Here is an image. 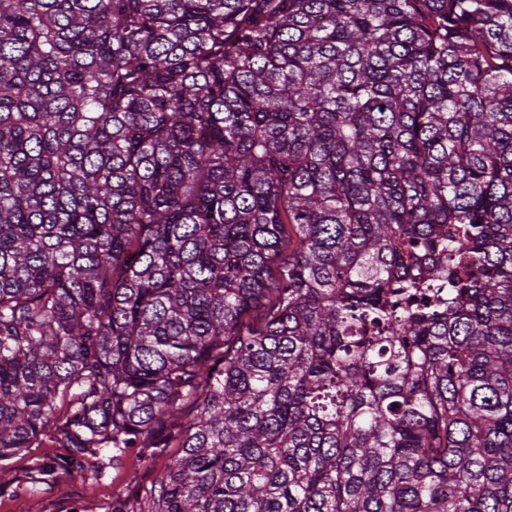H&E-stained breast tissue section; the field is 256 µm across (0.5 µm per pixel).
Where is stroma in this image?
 Returning a JSON list of instances; mask_svg holds the SVG:
<instances>
[{"label":"stroma","mask_w":512,"mask_h":512,"mask_svg":"<svg viewBox=\"0 0 512 512\" xmlns=\"http://www.w3.org/2000/svg\"><path fill=\"white\" fill-rule=\"evenodd\" d=\"M65 454V449L47 438L39 447L1 460L0 469L9 472L15 488L0 494V512H107L115 496L149 492L168 462L164 456L143 461L131 453L120 463H102L95 476L61 471L46 482H38L45 464Z\"/></svg>","instance_id":"stroma-1"}]
</instances>
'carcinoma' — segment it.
Instances as JSON below:
<instances>
[{
  "instance_id": "cac0c4a2",
  "label": "carcinoma",
  "mask_w": 512,
  "mask_h": 512,
  "mask_svg": "<svg viewBox=\"0 0 512 512\" xmlns=\"http://www.w3.org/2000/svg\"><path fill=\"white\" fill-rule=\"evenodd\" d=\"M108 512H512V0H0V460ZM51 440L47 436L39 448H25L20 455L0 461V469L9 472L14 480L13 488L0 494V512H108L112 498L123 494L139 495L142 501L178 450L169 448L166 455L154 461L139 460L132 452L117 465L104 458L93 490L89 487L90 472L83 470L60 471L46 482L27 483L39 477L45 464L68 454L67 448H59ZM135 475L136 480L130 483ZM15 487L18 488L14 490Z\"/></svg>"
}]
</instances>
